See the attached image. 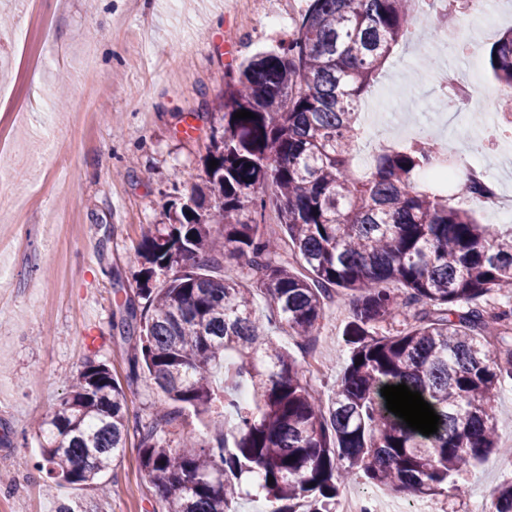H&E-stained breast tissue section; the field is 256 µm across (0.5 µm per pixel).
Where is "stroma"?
Returning a JSON list of instances; mask_svg holds the SVG:
<instances>
[{
    "instance_id": "35a3bbf8",
    "label": "stroma",
    "mask_w": 512,
    "mask_h": 512,
    "mask_svg": "<svg viewBox=\"0 0 512 512\" xmlns=\"http://www.w3.org/2000/svg\"><path fill=\"white\" fill-rule=\"evenodd\" d=\"M311 0H0L13 23L0 30V86L12 101L0 105V135L17 155L0 158V195L19 200L0 208V512H163L164 504L140 462L139 436L95 486L50 485L34 464V431L66 394L89 353L117 381L127 373V349L112 324L114 288H137L130 263L142 237L167 223L200 183L211 132L228 78L252 56L279 50L296 37ZM282 16L281 24L267 22ZM512 14L491 30L469 14L424 23L426 38L397 49L365 96L389 101L384 115L362 112L360 153L375 154L377 137L401 126L425 127L462 146L479 142L494 170L507 165L512 136L492 131L498 88L480 71L478 122L449 114L437 82L442 67L472 75ZM94 62L98 79L83 71ZM347 308L330 305L314 346L323 370L304 377L328 397L347 354ZM99 337L97 350L85 339ZM130 422L162 424L167 440L193 432L210 436L222 417L166 423L169 409L148 378L126 390ZM512 481V456L493 455L466 471L457 490L440 497L443 512H468Z\"/></svg>"
}]
</instances>
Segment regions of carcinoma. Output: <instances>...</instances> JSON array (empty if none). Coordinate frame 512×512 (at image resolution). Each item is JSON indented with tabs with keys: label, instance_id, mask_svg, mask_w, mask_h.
I'll return each mask as SVG.
<instances>
[{
	"label": "carcinoma",
	"instance_id": "obj_1",
	"mask_svg": "<svg viewBox=\"0 0 512 512\" xmlns=\"http://www.w3.org/2000/svg\"><path fill=\"white\" fill-rule=\"evenodd\" d=\"M424 21L419 0H312L287 47L251 59L227 83L203 185L131 257L144 303L124 302L120 333L134 350L127 384L146 369L170 404L169 423L187 413L233 422L229 436L190 433L177 448L161 444L158 424L140 425L141 466L167 512H232L250 475L268 512H333L342 483L360 473L432 498L504 453L493 402L512 382V302L491 308L486 296L512 293V232L490 230L418 183L448 166L425 136L381 149L361 178L351 168L361 101ZM487 65L501 98L512 99V28L489 47ZM239 110L256 118H234ZM248 207L255 218L228 222ZM268 209L306 273L259 222ZM226 253L258 274L250 287L210 274ZM258 292L276 312L267 326L253 310ZM336 295L348 297V355L325 404L269 328L308 342ZM397 320L403 330L376 335ZM402 383L440 416L436 433L388 411L381 388ZM125 399L108 366L87 357L37 427L36 468L58 484L98 483L126 445ZM491 512H512V483Z\"/></svg>",
	"mask_w": 512,
	"mask_h": 512
}]
</instances>
